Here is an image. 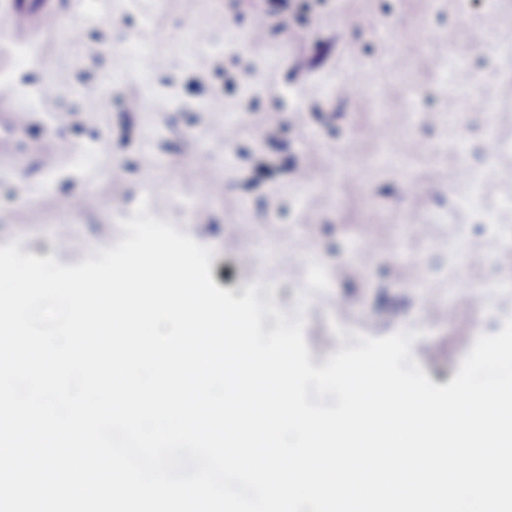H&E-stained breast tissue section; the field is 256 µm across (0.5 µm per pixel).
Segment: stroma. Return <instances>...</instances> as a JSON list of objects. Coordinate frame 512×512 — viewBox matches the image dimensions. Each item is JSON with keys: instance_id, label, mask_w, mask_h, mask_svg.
Returning a JSON list of instances; mask_svg holds the SVG:
<instances>
[{"instance_id": "stroma-1", "label": "stroma", "mask_w": 512, "mask_h": 512, "mask_svg": "<svg viewBox=\"0 0 512 512\" xmlns=\"http://www.w3.org/2000/svg\"><path fill=\"white\" fill-rule=\"evenodd\" d=\"M280 17L271 39L243 46L236 34L266 18L247 0H80L61 18L77 30L61 50L55 30L23 41L0 37V106L45 84L17 140L0 152V246L76 265L124 238L140 199L148 212L210 247L214 283L241 297L252 277L232 244L262 246L266 297L296 310L282 281L324 279L304 313L305 341L319 367L357 335L418 332L411 353L432 383L449 384L474 327L501 331L512 316V7L502 0H307ZM488 43L471 39L474 29ZM305 30L293 40L294 30ZM455 35L480 80L449 82L429 55ZM139 45L157 64L142 71ZM311 62L294 69L296 59ZM145 98V111L127 101ZM285 126L267 133V113ZM336 115L335 128L321 114ZM232 121V142L209 128ZM503 144L479 188L448 185V168L480 160L487 137ZM60 154L43 172L39 155ZM152 153L156 165L140 161ZM311 170L304 188L294 167ZM96 193L125 198L117 216L75 210ZM207 194L203 213L181 212ZM498 224L502 235L484 227ZM376 241L369 254L359 247ZM466 258L458 267L449 248ZM422 262L426 281L401 282L396 266ZM483 292H475V285Z\"/></svg>"}]
</instances>
